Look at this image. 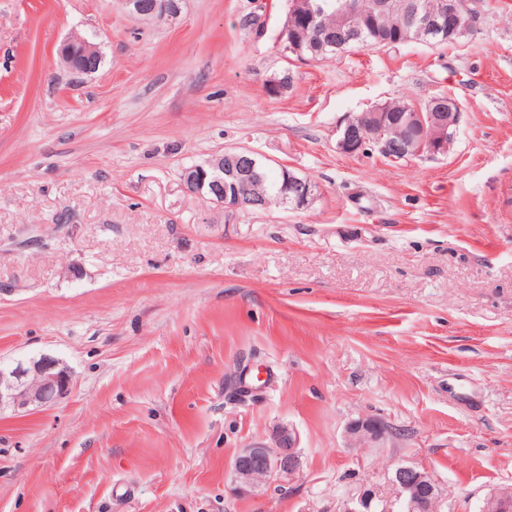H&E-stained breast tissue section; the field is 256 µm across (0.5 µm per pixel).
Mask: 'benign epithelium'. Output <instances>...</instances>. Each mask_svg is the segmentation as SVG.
I'll list each match as a JSON object with an SVG mask.
<instances>
[{
    "instance_id": "7a95c632",
    "label": "benign epithelium",
    "mask_w": 512,
    "mask_h": 512,
    "mask_svg": "<svg viewBox=\"0 0 512 512\" xmlns=\"http://www.w3.org/2000/svg\"><path fill=\"white\" fill-rule=\"evenodd\" d=\"M130 16L143 22L172 20L181 12L180 0H121ZM288 12L280 31L279 43L283 53L295 49L287 40L295 24L302 20L311 28L318 27L320 15L316 0H288ZM369 12L392 13L419 37L444 34L450 27H468L482 12L481 0H435L429 10L422 11L413 0H370ZM362 19L359 7L347 0L336 16V35L339 38H356ZM64 67L76 75L96 73L102 62L97 43L73 35L58 49ZM425 111L403 112L394 117L381 104L366 113L368 126L358 125L360 116L348 119L340 128L337 149L353 155L369 145L391 160L408 154H446L451 146L449 135L458 123L460 111L453 100L436 97L424 104ZM258 174L254 153L236 149L218 155L207 167L192 166L183 171L186 187L194 193L224 204L226 211H257L268 209V202L252 198L248 186ZM316 197V185L307 177L289 172L285 177L284 206L289 210H302ZM73 386L69 368L60 360L42 356L38 359L0 362V413L10 410L16 414L27 413L53 406L68 397ZM387 429L370 420H359L349 427V435L357 448H370L382 441ZM297 435L294 431L278 427L272 430L267 443L244 448L236 456L233 473L235 490L250 493L256 482H266L272 477L290 478L299 470ZM431 485L428 471L417 472L411 481L398 478V494L408 499L410 506L418 501V486Z\"/></svg>"
}]
</instances>
